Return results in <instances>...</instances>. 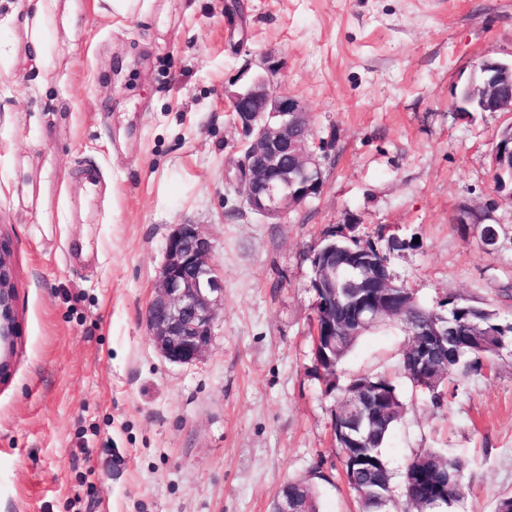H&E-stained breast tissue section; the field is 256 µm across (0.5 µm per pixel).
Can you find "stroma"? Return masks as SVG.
<instances>
[{
  "instance_id": "obj_1",
  "label": "stroma",
  "mask_w": 512,
  "mask_h": 512,
  "mask_svg": "<svg viewBox=\"0 0 512 512\" xmlns=\"http://www.w3.org/2000/svg\"><path fill=\"white\" fill-rule=\"evenodd\" d=\"M142 3L112 19L57 0L37 51L27 0H0V233L20 324L0 383V512H269L291 479L321 512H357L336 396L312 371V256L336 230L394 236L390 269L423 302L452 293L512 320V201L489 168L512 115L453 111L481 59L512 60V0ZM265 56L325 145L321 194L277 224L239 210L227 181L243 135L224 93ZM463 205L490 209L494 251L458 230ZM178 224L199 225L224 273L194 365L166 361L145 324ZM404 342L384 324L340 372L400 390L395 501L405 465L435 449L465 462L457 512H494L512 495V352L435 405L401 374Z\"/></svg>"
}]
</instances>
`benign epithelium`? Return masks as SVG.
<instances>
[{
  "instance_id": "7a95c632",
  "label": "benign epithelium",
  "mask_w": 512,
  "mask_h": 512,
  "mask_svg": "<svg viewBox=\"0 0 512 512\" xmlns=\"http://www.w3.org/2000/svg\"><path fill=\"white\" fill-rule=\"evenodd\" d=\"M481 83L472 80L462 88L454 111L461 120L475 104L481 112L512 113V61L487 57L478 64ZM278 62L261 60L260 70L232 91L225 93V107L242 130L240 145L244 175L236 176L235 189L242 205L267 220H281L291 211L320 195L323 188L320 145L313 138L311 113L296 97L279 91L274 76ZM489 210L464 206L454 218L456 224H471L480 230L486 247L496 236L485 226ZM336 251V245L320 247L312 260L311 288L315 292V316L311 325L314 347L335 350L336 293L354 288L351 279L337 272L332 261L322 257ZM363 276L374 280L377 298L357 306V323L375 321L391 313L384 289L393 287L388 263L355 265ZM158 291L150 303L145 322L155 347L167 361L193 365L200 361L213 340L216 309L224 300V274L213 261V246L196 224H177L168 236L164 260L158 271ZM15 282L10 242L0 237V380L11 373L15 339L18 336ZM447 325L433 320L413 333L421 345L414 386L434 387V371L427 349L444 342ZM380 416L373 397L366 392L352 395L332 423V433L356 443L370 437Z\"/></svg>"
}]
</instances>
